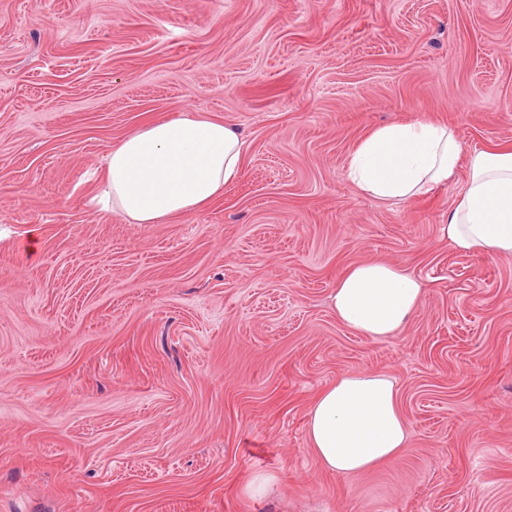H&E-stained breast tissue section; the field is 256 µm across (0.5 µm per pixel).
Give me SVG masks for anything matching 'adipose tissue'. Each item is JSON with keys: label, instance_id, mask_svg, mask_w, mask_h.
I'll use <instances>...</instances> for the list:
<instances>
[{"label": "adipose tissue", "instance_id": "obj_1", "mask_svg": "<svg viewBox=\"0 0 512 512\" xmlns=\"http://www.w3.org/2000/svg\"><path fill=\"white\" fill-rule=\"evenodd\" d=\"M243 156L234 125L160 116L110 152L95 201L130 223L160 224L221 196L239 177ZM463 165L467 186L444 234L464 254L512 255V148L467 155L448 125L395 121L358 143L346 175L374 199L402 201L446 185ZM422 298V284L407 268L369 261L342 273L330 305L342 324L378 340L403 330ZM307 436L320 469L349 476L398 459L410 431L394 381L362 373L341 376L317 394Z\"/></svg>", "mask_w": 512, "mask_h": 512}]
</instances>
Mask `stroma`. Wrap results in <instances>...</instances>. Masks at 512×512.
<instances>
[{
	"instance_id": "stroma-1",
	"label": "stroma",
	"mask_w": 512,
	"mask_h": 512,
	"mask_svg": "<svg viewBox=\"0 0 512 512\" xmlns=\"http://www.w3.org/2000/svg\"><path fill=\"white\" fill-rule=\"evenodd\" d=\"M185 114L244 136L223 196L90 205L127 134ZM394 120L512 146V0H0V512H512V256L443 235L467 168L407 201L348 181ZM368 260L425 288L379 340L329 305ZM363 372L409 445L323 472L310 403Z\"/></svg>"
}]
</instances>
